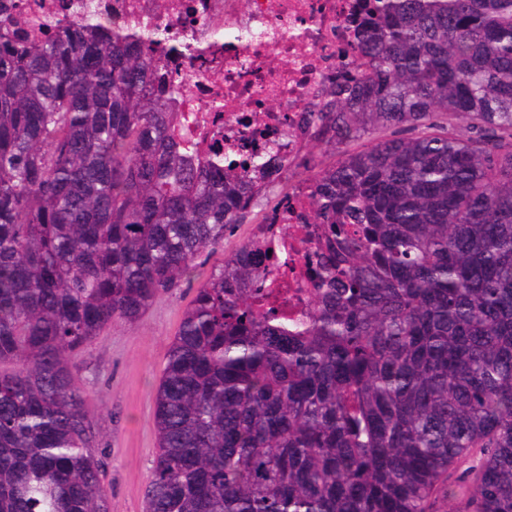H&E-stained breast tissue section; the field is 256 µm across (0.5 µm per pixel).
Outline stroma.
<instances>
[{"instance_id":"1","label":"stroma","mask_w":512,"mask_h":512,"mask_svg":"<svg viewBox=\"0 0 512 512\" xmlns=\"http://www.w3.org/2000/svg\"><path fill=\"white\" fill-rule=\"evenodd\" d=\"M301 156L303 165L286 172L283 180L259 198L244 223L225 234L223 246L204 255L190 283L158 298L136 323H112L94 344L70 356L74 377L85 389L89 410L103 434L101 460L109 512L145 510V490L157 448L156 390L168 345L196 286L251 236L270 203L291 189L295 177L315 178L340 153L333 145L312 141Z\"/></svg>"}]
</instances>
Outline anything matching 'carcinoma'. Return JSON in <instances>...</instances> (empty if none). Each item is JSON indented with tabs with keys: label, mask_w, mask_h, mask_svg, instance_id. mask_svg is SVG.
<instances>
[{
	"label": "carcinoma",
	"mask_w": 512,
	"mask_h": 512,
	"mask_svg": "<svg viewBox=\"0 0 512 512\" xmlns=\"http://www.w3.org/2000/svg\"><path fill=\"white\" fill-rule=\"evenodd\" d=\"M374 2L312 113L345 154L308 199L314 286L263 287L251 236L196 288L146 512H434L471 458L461 512H512V0ZM143 43L0 35V512H108L69 356L263 189L187 161Z\"/></svg>",
	"instance_id": "carcinoma-1"
}]
</instances>
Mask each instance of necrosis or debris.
Instances as JSON below:
<instances>
[{
    "label": "necrosis or debris",
    "mask_w": 512,
    "mask_h": 512,
    "mask_svg": "<svg viewBox=\"0 0 512 512\" xmlns=\"http://www.w3.org/2000/svg\"><path fill=\"white\" fill-rule=\"evenodd\" d=\"M49 22L45 36L92 20L111 34H152L154 62L169 88L171 127L192 155L223 149L246 175L252 153L295 159L314 137L317 89L342 79L354 37L350 17L365 0H0ZM309 181H298L260 227L261 267L287 263L292 287L308 288L314 241L301 228ZM287 225L280 234L279 225Z\"/></svg>",
    "instance_id": "necrosis-or-debris-1"
}]
</instances>
